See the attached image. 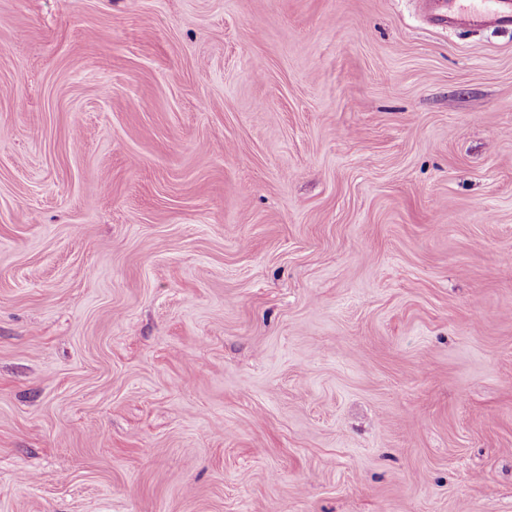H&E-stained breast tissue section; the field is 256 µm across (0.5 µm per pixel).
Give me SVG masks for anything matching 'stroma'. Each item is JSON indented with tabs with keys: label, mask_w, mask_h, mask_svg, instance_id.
Wrapping results in <instances>:
<instances>
[{
	"label": "stroma",
	"mask_w": 512,
	"mask_h": 512,
	"mask_svg": "<svg viewBox=\"0 0 512 512\" xmlns=\"http://www.w3.org/2000/svg\"><path fill=\"white\" fill-rule=\"evenodd\" d=\"M0 512H512V30L0 0Z\"/></svg>",
	"instance_id": "obj_1"
}]
</instances>
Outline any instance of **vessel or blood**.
<instances>
[{
	"mask_svg": "<svg viewBox=\"0 0 512 512\" xmlns=\"http://www.w3.org/2000/svg\"><path fill=\"white\" fill-rule=\"evenodd\" d=\"M434 21L442 26L512 29V0H429Z\"/></svg>",
	"mask_w": 512,
	"mask_h": 512,
	"instance_id": "b4317fda",
	"label": "vessel or blood"
}]
</instances>
